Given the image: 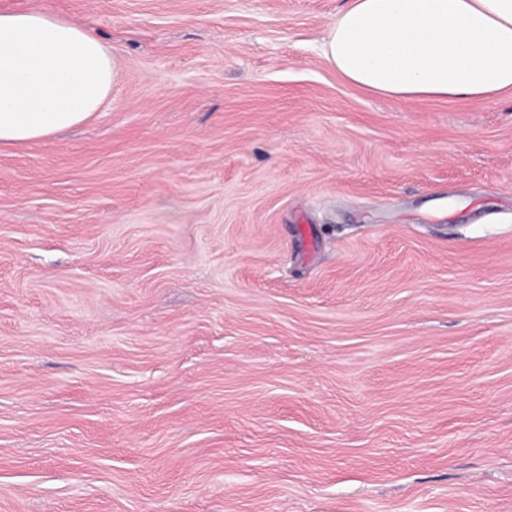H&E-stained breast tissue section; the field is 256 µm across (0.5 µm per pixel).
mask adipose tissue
Segmentation results:
<instances>
[{
    "mask_svg": "<svg viewBox=\"0 0 512 512\" xmlns=\"http://www.w3.org/2000/svg\"><path fill=\"white\" fill-rule=\"evenodd\" d=\"M347 83L394 100L512 92V0H349L321 47ZM111 54L42 7L0 13V144L86 121L112 97Z\"/></svg>",
    "mask_w": 512,
    "mask_h": 512,
    "instance_id": "adipose-tissue-1",
    "label": "adipose tissue"
}]
</instances>
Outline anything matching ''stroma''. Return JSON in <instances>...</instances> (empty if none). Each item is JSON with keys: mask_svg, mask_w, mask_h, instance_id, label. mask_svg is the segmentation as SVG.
I'll return each mask as SVG.
<instances>
[{"mask_svg": "<svg viewBox=\"0 0 512 512\" xmlns=\"http://www.w3.org/2000/svg\"><path fill=\"white\" fill-rule=\"evenodd\" d=\"M46 2L118 77L0 146V512H512V93L351 86L347 0Z\"/></svg>", "mask_w": 512, "mask_h": 512, "instance_id": "stroma-1", "label": "stroma"}]
</instances>
